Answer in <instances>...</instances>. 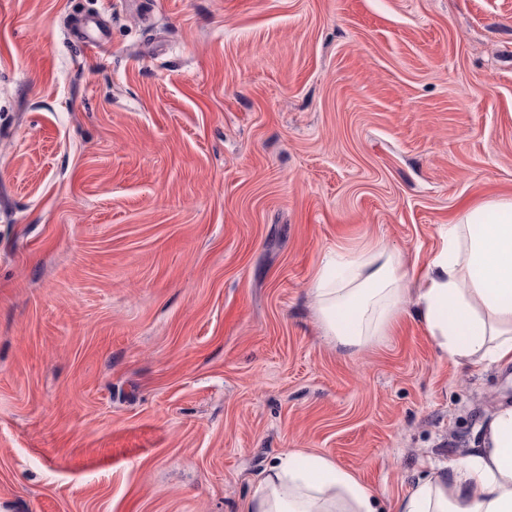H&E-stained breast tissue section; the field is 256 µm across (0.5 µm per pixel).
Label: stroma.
<instances>
[{"label": "stroma", "mask_w": 512, "mask_h": 512, "mask_svg": "<svg viewBox=\"0 0 512 512\" xmlns=\"http://www.w3.org/2000/svg\"><path fill=\"white\" fill-rule=\"evenodd\" d=\"M499 197L512 0H0V512H244L291 448L393 512L512 365L344 348L311 280L382 244L415 288ZM74 30L87 55L94 56L103 50L105 30L98 21L94 19L79 20L75 24Z\"/></svg>", "instance_id": "stroma-1"}]
</instances>
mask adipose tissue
<instances>
[{
  "mask_svg": "<svg viewBox=\"0 0 512 512\" xmlns=\"http://www.w3.org/2000/svg\"><path fill=\"white\" fill-rule=\"evenodd\" d=\"M439 237L411 299L401 260L384 245L325 262L311 294L326 334L359 349L410 313L443 357L484 365L512 360V198L468 208ZM245 512L378 507L371 490L331 458L291 449L269 468ZM395 512H512V404L491 414L478 445L418 480Z\"/></svg>",
  "mask_w": 512,
  "mask_h": 512,
  "instance_id": "adipose-tissue-1",
  "label": "adipose tissue"
}]
</instances>
